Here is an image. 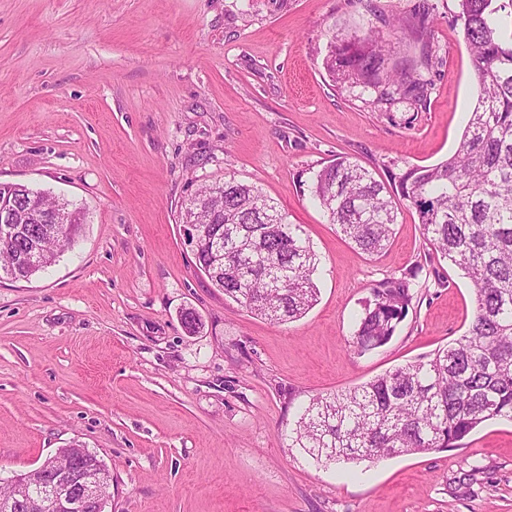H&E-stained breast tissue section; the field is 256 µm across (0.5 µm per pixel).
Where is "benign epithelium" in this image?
Here are the masks:
<instances>
[{"mask_svg": "<svg viewBox=\"0 0 512 512\" xmlns=\"http://www.w3.org/2000/svg\"><path fill=\"white\" fill-rule=\"evenodd\" d=\"M68 452L70 463L56 465V456ZM106 473L86 448H59L32 470L16 474L7 483L22 489L20 498L0 501V512H30L31 504L41 512H104L101 492Z\"/></svg>", "mask_w": 512, "mask_h": 512, "instance_id": "obj_1", "label": "benign epithelium"}]
</instances>
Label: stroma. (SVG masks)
Wrapping results in <instances>:
<instances>
[{
	"mask_svg": "<svg viewBox=\"0 0 512 512\" xmlns=\"http://www.w3.org/2000/svg\"><path fill=\"white\" fill-rule=\"evenodd\" d=\"M432 9L427 100L370 105L325 69L331 34ZM0 0V182L73 201L74 247L28 281L0 277V479L79 442L112 473L106 512H512V422L462 447L325 465L292 447L299 411L462 335L474 287L401 206L369 256L312 199L345 155L387 182L456 150L476 104L458 0ZM253 183L320 259L298 320L252 315L195 269L181 206ZM420 267L393 339L348 341L372 284ZM195 312L189 334L181 316Z\"/></svg>",
	"mask_w": 512,
	"mask_h": 512,
	"instance_id": "stroma-1",
	"label": "stroma"
}]
</instances>
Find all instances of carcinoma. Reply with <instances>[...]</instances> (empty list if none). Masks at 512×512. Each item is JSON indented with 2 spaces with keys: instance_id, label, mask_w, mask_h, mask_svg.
Returning a JSON list of instances; mask_svg holds the SVG:
<instances>
[{
  "instance_id": "carcinoma-1",
  "label": "carcinoma",
  "mask_w": 512,
  "mask_h": 512,
  "mask_svg": "<svg viewBox=\"0 0 512 512\" xmlns=\"http://www.w3.org/2000/svg\"><path fill=\"white\" fill-rule=\"evenodd\" d=\"M472 56L477 102L459 146L431 166H410L387 184L338 156L313 174L311 193L328 222L367 255L385 250L398 202L417 212L422 235L474 286L468 328L434 353L351 389L310 399L293 429L295 446L325 464L379 460L456 448L486 421H512V0H458ZM434 51L389 66L380 32L333 35L325 59L335 79L363 86L373 103L427 99ZM26 223L0 243V273L28 280L72 246L81 226L70 203L21 183H0ZM63 206L66 217L53 223ZM183 223L206 227L196 268L224 296L274 323L305 315L318 301V258L301 224L255 185L234 178L184 204ZM40 247L31 269L25 256ZM416 271L370 289L349 346L364 356L388 344L413 300Z\"/></svg>"
}]
</instances>
